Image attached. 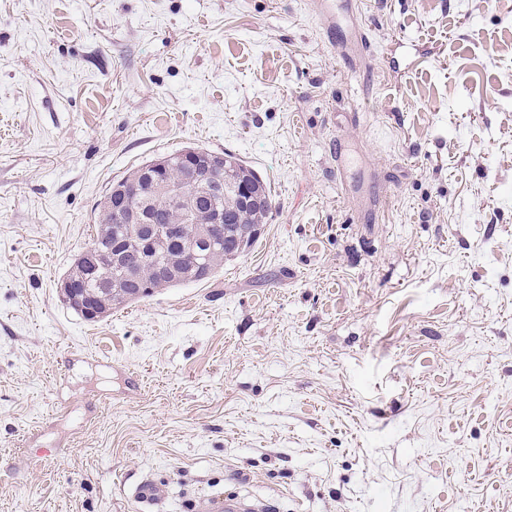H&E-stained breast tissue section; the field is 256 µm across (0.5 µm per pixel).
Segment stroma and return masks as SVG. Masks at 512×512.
Wrapping results in <instances>:
<instances>
[{
	"label": "stroma",
	"instance_id": "35a3bbf8",
	"mask_svg": "<svg viewBox=\"0 0 512 512\" xmlns=\"http://www.w3.org/2000/svg\"><path fill=\"white\" fill-rule=\"evenodd\" d=\"M363 8L359 59L323 0H0V512H512V0ZM187 147L257 242L84 320L99 204ZM346 27L352 32L353 39L349 40L339 33L341 25L337 24L331 28L330 34L333 42L338 46L341 53L366 52L368 44L362 33V24L357 14H352L345 20ZM61 288L63 290V293L68 296L71 301L75 302L77 306L83 311L84 314H86L89 317H97L101 314V309L98 308L96 303L93 302V300L83 291L82 284L80 283V280L78 279H71L66 280L62 285ZM63 301L66 303V305L72 309L75 313L78 315H81L82 318L85 320H92L94 318H87L81 314V311L79 308L71 303L67 299H63ZM197 510L205 512H270L264 502L254 501L238 494L201 498Z\"/></svg>",
	"mask_w": 512,
	"mask_h": 512
}]
</instances>
